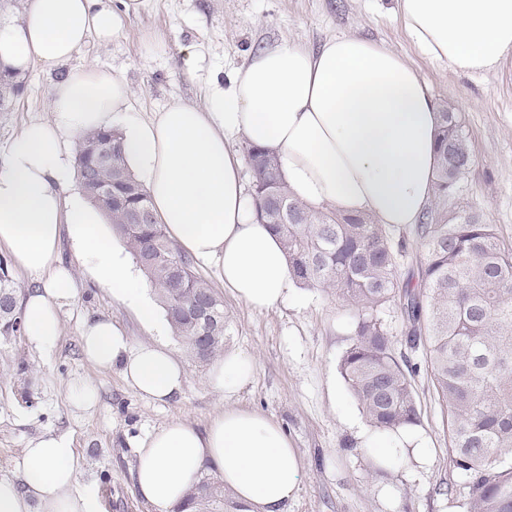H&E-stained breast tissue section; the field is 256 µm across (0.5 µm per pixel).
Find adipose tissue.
Listing matches in <instances>:
<instances>
[{
    "instance_id": "ef3b65f1",
    "label": "adipose tissue",
    "mask_w": 512,
    "mask_h": 512,
    "mask_svg": "<svg viewBox=\"0 0 512 512\" xmlns=\"http://www.w3.org/2000/svg\"><path fill=\"white\" fill-rule=\"evenodd\" d=\"M402 24L426 57L454 71L482 73L512 53V0H396ZM143 0H26L19 25H0V63L23 70L69 61L90 37L111 40ZM130 110V90L112 73L77 68L56 83L51 118L28 123L0 155V245L37 285L24 305V334L49 349L61 336L56 307L77 293L58 261L63 239L94 260L92 273L114 298L158 325L153 303L106 230L98 206L64 196L72 145L90 128ZM438 111L419 71L385 44L340 35L310 47L279 43L251 56L204 105L181 101L153 118L127 121L122 150L152 211L189 256L212 265L218 282L248 307H277L293 283L281 244L255 213L244 160L231 136L272 150L290 192L317 209L369 213L397 229L418 224L433 180ZM80 342L88 363L119 368L141 396L160 403L183 391L184 364L164 345L134 343L101 317ZM255 373L243 353L225 355L209 384L233 396ZM381 459L427 465L412 428L367 435ZM80 460L68 438L47 433L25 448L19 480L0 479V512H98L93 493L74 490ZM215 471L247 512H288L303 463L283 426L249 408L223 406L204 427L173 420L137 450L134 483L154 512H173L202 469Z\"/></svg>"
}]
</instances>
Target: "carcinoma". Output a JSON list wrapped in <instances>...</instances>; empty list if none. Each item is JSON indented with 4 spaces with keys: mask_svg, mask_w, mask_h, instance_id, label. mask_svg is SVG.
Wrapping results in <instances>:
<instances>
[{
    "mask_svg": "<svg viewBox=\"0 0 512 512\" xmlns=\"http://www.w3.org/2000/svg\"><path fill=\"white\" fill-rule=\"evenodd\" d=\"M20 92L0 74V112ZM118 127L83 135L76 148L86 197L145 273L175 336L207 362L224 349V303L154 218L147 191L128 170ZM431 207L414 226L426 253L418 278L402 281L393 233L367 214L314 211L288 191L275 156L245 145L257 212L281 240L294 282L358 311L339 370L368 422L380 430L420 423L418 364L396 355L380 313L399 303L411 351L426 349L434 391L448 411V455L468 478L466 512H512V247L470 205L454 199L473 156L462 118L440 112ZM109 162L102 164L99 158ZM22 286L0 257V336L23 332ZM206 303L213 336L202 339L191 306ZM181 512H241L221 478L201 477Z\"/></svg>",
    "mask_w": 512,
    "mask_h": 512,
    "instance_id": "carcinoma-1",
    "label": "carcinoma"
}]
</instances>
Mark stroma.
I'll use <instances>...</instances> for the list:
<instances>
[{
  "instance_id": "stroma-1",
  "label": "stroma",
  "mask_w": 512,
  "mask_h": 512,
  "mask_svg": "<svg viewBox=\"0 0 512 512\" xmlns=\"http://www.w3.org/2000/svg\"><path fill=\"white\" fill-rule=\"evenodd\" d=\"M395 0H147L126 18L112 41L90 38L66 64L34 65L12 111L0 112V154L22 126L51 117L55 84L68 70L94 67L121 77L131 91L129 116L146 120L176 101L200 104L212 82H226L252 54L282 42L319 45L357 34L384 43L426 81L440 109L461 113L473 164L461 182V201L474 205L512 245V54L490 71L464 75L425 57L393 9ZM60 260L71 266L78 296L59 309L61 337L47 350L25 336L0 339V478H17L24 448L42 434L68 437L81 467L78 489L94 487L100 512H148L137 495V447L172 420L204 425L223 402L256 409L284 427L304 469L288 512H465L467 478L448 456L447 409L430 373L413 385L421 408L417 426L430 461L392 460L377 466L361 439L370 432L338 362L350 343L356 311L316 288L295 287L287 302L256 311L223 293L225 350L255 361L253 382L231 399L208 383L210 365L197 363L170 329L164 343L186 366L180 396L161 404L142 398L119 369L98 371L85 360L80 330L86 318L108 316L137 342L154 338L132 307L113 299L90 273L70 240ZM92 384L93 408L78 406L76 388Z\"/></svg>"
}]
</instances>
